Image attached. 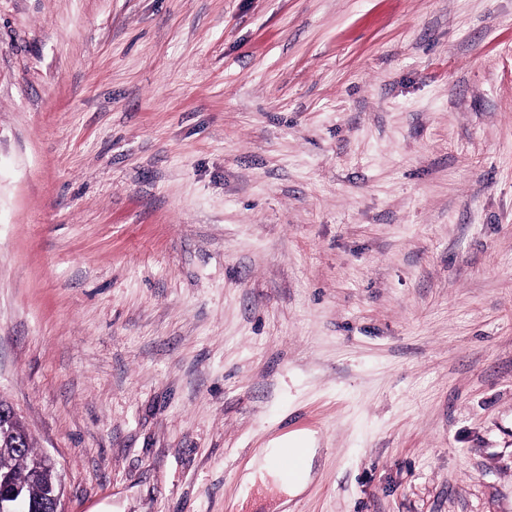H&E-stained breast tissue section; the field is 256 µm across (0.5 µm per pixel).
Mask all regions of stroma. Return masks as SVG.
<instances>
[{
  "label": "stroma",
  "instance_id": "1",
  "mask_svg": "<svg viewBox=\"0 0 512 512\" xmlns=\"http://www.w3.org/2000/svg\"><path fill=\"white\" fill-rule=\"evenodd\" d=\"M0 396L67 512H512V0H0ZM297 444L302 445L304 448V459L302 462V454L299 450H294L291 453L287 450H284L280 455V460L282 464L288 469V476L285 475L283 469L279 470V474L286 480L288 479L298 471L299 466L302 462V471L298 474V476L288 481V488L289 485L292 490L299 489L305 485L306 479H307V472L309 468V464L311 462V459L314 455V448L312 446L311 440L305 436V435H294V436H288L285 439L280 440L276 443V447H273L272 454H268L266 452L265 459L267 463L271 467L278 466V454L281 451L282 448H295ZM278 470V468H277Z\"/></svg>",
  "mask_w": 512,
  "mask_h": 512
}]
</instances>
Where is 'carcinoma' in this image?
I'll use <instances>...</instances> for the list:
<instances>
[{
    "mask_svg": "<svg viewBox=\"0 0 512 512\" xmlns=\"http://www.w3.org/2000/svg\"><path fill=\"white\" fill-rule=\"evenodd\" d=\"M21 441L22 450L15 449L14 442ZM37 456L32 438L24 425H18V434H0V471L11 474L21 486L28 504H36L51 490L61 486L55 468L48 466L39 475H33L30 462Z\"/></svg>",
    "mask_w": 512,
    "mask_h": 512,
    "instance_id": "1",
    "label": "carcinoma"
}]
</instances>
